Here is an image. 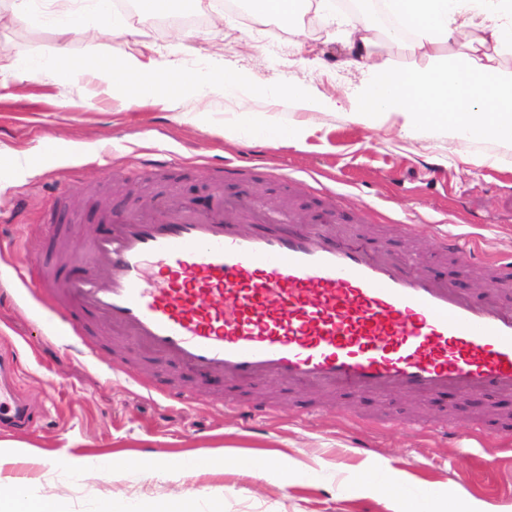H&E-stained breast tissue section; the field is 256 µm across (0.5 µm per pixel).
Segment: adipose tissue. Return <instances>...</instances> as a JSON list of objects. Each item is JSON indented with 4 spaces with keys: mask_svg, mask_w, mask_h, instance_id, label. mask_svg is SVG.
<instances>
[{
    "mask_svg": "<svg viewBox=\"0 0 512 512\" xmlns=\"http://www.w3.org/2000/svg\"><path fill=\"white\" fill-rule=\"evenodd\" d=\"M61 19V41L52 57L18 58L11 70L49 75L60 69L79 70L108 81L112 94L127 103H139L167 93L179 99L189 86L208 94L236 99L244 88L236 76L222 69L160 76L155 60L127 53L112 58L92 55L71 57L66 41L71 34L98 40L103 27L112 33L134 36L131 23L115 24L112 0H92L91 9L78 7V0H43ZM388 12L402 29L414 36L413 51L427 58L426 66L397 71L374 63L377 43L373 20L361 13L357 23L345 32L348 64L370 61L371 74L355 105L370 117L392 114L401 119L404 130L430 128L448 131L464 139H486L512 144V0H385ZM456 52H448V45ZM227 129L237 139L263 136L274 140L301 137L299 126H282L277 121L253 120L242 111L229 121ZM399 474L383 475L365 470L357 488L391 497L396 512H479L476 502L454 496L442 497L427 490L411 498L403 492Z\"/></svg>",
    "mask_w": 512,
    "mask_h": 512,
    "instance_id": "ef3b65f1",
    "label": "adipose tissue"
}]
</instances>
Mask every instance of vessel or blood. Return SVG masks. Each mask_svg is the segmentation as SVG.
<instances>
[{
  "mask_svg": "<svg viewBox=\"0 0 512 512\" xmlns=\"http://www.w3.org/2000/svg\"><path fill=\"white\" fill-rule=\"evenodd\" d=\"M273 221L236 199L209 209L186 202L161 218L110 210L105 231L85 242L109 263L108 280L41 267L32 284L63 310L67 333L99 312L115 332L205 379L279 377L335 394H512V306L497 293L473 301L454 282L337 236L335 214L286 234L267 231ZM439 250L512 278L511 258L486 257L457 235L441 234ZM0 414L30 418L3 377Z\"/></svg>",
  "mask_w": 512,
  "mask_h": 512,
  "instance_id": "1",
  "label": "vessel or blood"
}]
</instances>
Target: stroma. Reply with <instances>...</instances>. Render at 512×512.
I'll return each mask as SVG.
<instances>
[{
	"instance_id": "35a3bbf8",
	"label": "stroma",
	"mask_w": 512,
	"mask_h": 512,
	"mask_svg": "<svg viewBox=\"0 0 512 512\" xmlns=\"http://www.w3.org/2000/svg\"><path fill=\"white\" fill-rule=\"evenodd\" d=\"M353 19L328 8L305 41L287 27L229 14L219 28L180 35L143 31L161 68L195 72L219 66L253 84L305 87L343 103L339 111L279 112L261 93L243 101L138 105L78 73L34 77L9 70L19 56L50 57L58 34L41 14L0 30V355L17 359L15 394L35 411L32 425H0V485L64 501L69 512H122L180 493L201 512H393L382 495L351 487L367 467L403 473L412 492L433 489L512 512V395L461 407L454 396L331 395L266 380L233 388L174 367L138 343L86 320L82 339L47 332L48 299L23 285L35 261H56V235L83 265L101 269L83 241L100 216L148 209L156 201L206 204L233 196L269 214L292 206L304 220L330 208L344 230L397 256L412 255L439 279L469 285L481 298L491 270L471 275L441 258L433 225L446 224L466 245L512 257V145L463 141L447 133L404 132L385 116L370 122L351 104L369 76L347 69L344 32ZM302 124V138L241 143L226 120L239 110ZM30 156L35 174L14 167ZM240 175L216 183L224 162ZM414 234H406V225ZM177 387L188 401L171 402ZM449 424L455 437L433 433ZM231 452L267 462L269 474L212 467L186 476L179 461ZM155 460L154 469L111 471L110 460ZM79 460L69 469L67 460ZM297 473L281 483L274 471Z\"/></svg>"
}]
</instances>
